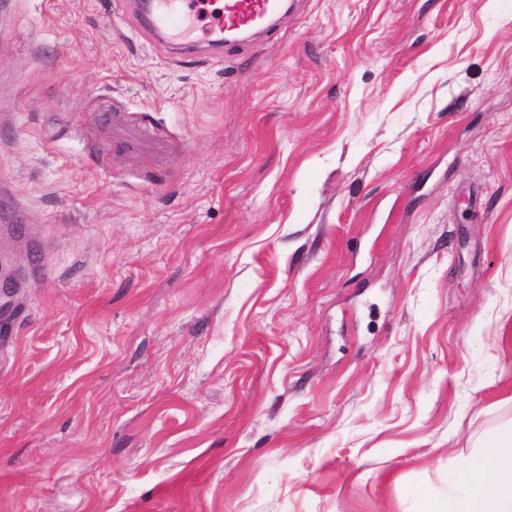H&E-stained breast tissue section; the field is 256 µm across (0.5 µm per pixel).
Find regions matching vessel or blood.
Instances as JSON below:
<instances>
[{
    "label": "vessel or blood",
    "mask_w": 512,
    "mask_h": 512,
    "mask_svg": "<svg viewBox=\"0 0 512 512\" xmlns=\"http://www.w3.org/2000/svg\"><path fill=\"white\" fill-rule=\"evenodd\" d=\"M286 0H151L154 24L174 38L189 36L218 45L237 42L240 33L271 32L287 14Z\"/></svg>",
    "instance_id": "b4317fda"
}]
</instances>
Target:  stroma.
I'll list each match as a JSON object with an SVG mask.
<instances>
[{
	"instance_id": "stroma-1",
	"label": "stroma",
	"mask_w": 512,
	"mask_h": 512,
	"mask_svg": "<svg viewBox=\"0 0 512 512\" xmlns=\"http://www.w3.org/2000/svg\"><path fill=\"white\" fill-rule=\"evenodd\" d=\"M137 13L0 0V512H419L512 426V0ZM220 4L219 6H216ZM291 4L282 0H151L154 24L174 38L194 36L211 46L239 41L246 31L271 32L273 20L284 16Z\"/></svg>"
}]
</instances>
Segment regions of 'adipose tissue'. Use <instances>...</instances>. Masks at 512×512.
I'll list each match as a JSON object with an SVG mask.
<instances>
[{
    "label": "adipose tissue",
    "mask_w": 512,
    "mask_h": 512,
    "mask_svg": "<svg viewBox=\"0 0 512 512\" xmlns=\"http://www.w3.org/2000/svg\"><path fill=\"white\" fill-rule=\"evenodd\" d=\"M425 512H512V428L498 432L489 451L464 468L457 488Z\"/></svg>",
    "instance_id": "ef3b65f1"
}]
</instances>
